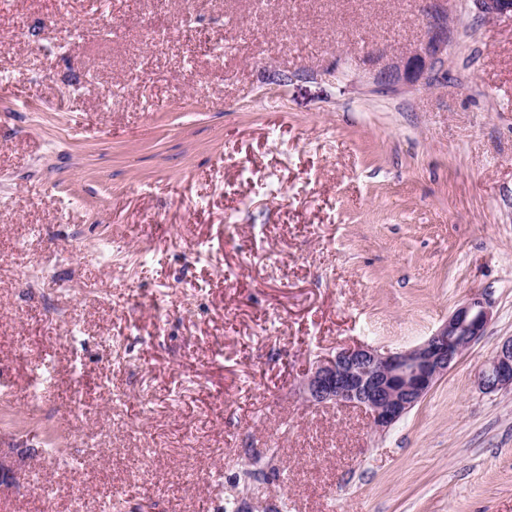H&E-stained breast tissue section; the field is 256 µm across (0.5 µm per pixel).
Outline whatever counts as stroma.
Here are the masks:
<instances>
[{
  "label": "stroma",
  "instance_id": "stroma-1",
  "mask_svg": "<svg viewBox=\"0 0 512 512\" xmlns=\"http://www.w3.org/2000/svg\"><path fill=\"white\" fill-rule=\"evenodd\" d=\"M447 9L385 89L422 0H169L155 43L151 0H0V512H512V391L476 383L512 337V18ZM472 299L388 431L306 400ZM428 13L433 18L427 40L413 55L400 62H392L376 76L377 82L393 86L399 82L415 83L441 62L448 50L447 11L439 5L440 0L429 1Z\"/></svg>",
  "mask_w": 512,
  "mask_h": 512
}]
</instances>
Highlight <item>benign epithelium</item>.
<instances>
[{
	"label": "benign epithelium",
	"mask_w": 512,
	"mask_h": 512,
	"mask_svg": "<svg viewBox=\"0 0 512 512\" xmlns=\"http://www.w3.org/2000/svg\"><path fill=\"white\" fill-rule=\"evenodd\" d=\"M431 0L433 18L427 40L413 55L393 62L376 76L393 86L415 83L441 62L448 50L447 11ZM485 18L512 17V0H473ZM490 310L479 300L461 304L439 329L421 344L401 352L382 353L360 345L343 348L319 361L303 380L302 390L314 404L356 407L365 412L370 426L383 432L420 402L452 365L484 333ZM482 389L512 390V338L497 346L479 372Z\"/></svg>",
	"instance_id": "7a95c632"
}]
</instances>
